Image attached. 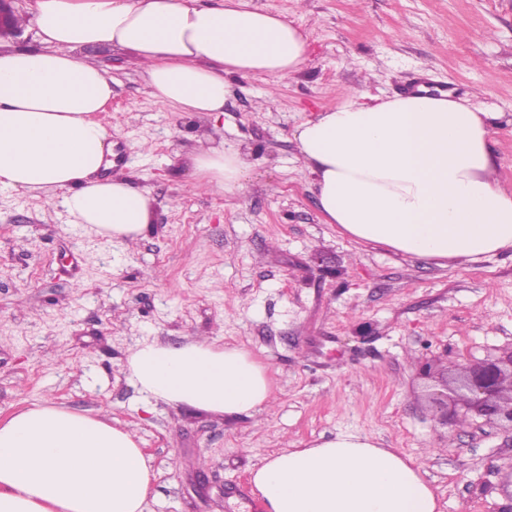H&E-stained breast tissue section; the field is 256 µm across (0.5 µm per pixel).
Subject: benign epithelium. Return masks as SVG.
<instances>
[{
	"label": "benign epithelium",
	"instance_id": "benign-epithelium-1",
	"mask_svg": "<svg viewBox=\"0 0 512 512\" xmlns=\"http://www.w3.org/2000/svg\"><path fill=\"white\" fill-rule=\"evenodd\" d=\"M441 389L430 394L440 409V420L448 422V401L462 409L461 418L473 413L512 434V350L479 364L459 363L453 375L443 372Z\"/></svg>",
	"mask_w": 512,
	"mask_h": 512
}]
</instances>
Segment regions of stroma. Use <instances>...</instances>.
<instances>
[{
  "instance_id": "obj_1",
  "label": "stroma",
  "mask_w": 512,
  "mask_h": 512,
  "mask_svg": "<svg viewBox=\"0 0 512 512\" xmlns=\"http://www.w3.org/2000/svg\"><path fill=\"white\" fill-rule=\"evenodd\" d=\"M309 31L304 69L270 88L227 79L225 143L251 155L236 195L193 184L208 128L150 96L132 52L98 51L112 99L96 118L123 172L151 192L130 245L80 234L57 204L0 190V415L54 401L134 429L158 473L148 512H262L266 456L341 432L421 464L439 512H505L512 442L469 418L441 425L425 399L441 370L512 348V254L405 259L327 223L295 132L342 90L385 98L437 87L499 113L496 176L512 189V0H257ZM193 337L266 365L270 403L227 419L144 412L127 359Z\"/></svg>"
}]
</instances>
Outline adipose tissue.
I'll return each mask as SVG.
<instances>
[{"instance_id": "ef3b65f1", "label": "adipose tissue", "mask_w": 512, "mask_h": 512, "mask_svg": "<svg viewBox=\"0 0 512 512\" xmlns=\"http://www.w3.org/2000/svg\"><path fill=\"white\" fill-rule=\"evenodd\" d=\"M35 48L0 50V189L52 201L85 233L136 240L149 191L100 171L111 135L96 120L112 80L96 48L132 52L155 99L219 118L225 78L300 72L308 33L254 0H34ZM494 116L452 99L345 92L296 130L319 208L359 243L472 261L512 251V190L495 176ZM198 183L241 193L249 155L196 147ZM127 368L147 403L250 415L269 403L267 367L243 348L138 345ZM156 474L114 418L50 401L0 417V512H144ZM266 512H438L420 466L373 439L339 434L285 448L251 474Z\"/></svg>"}]
</instances>
